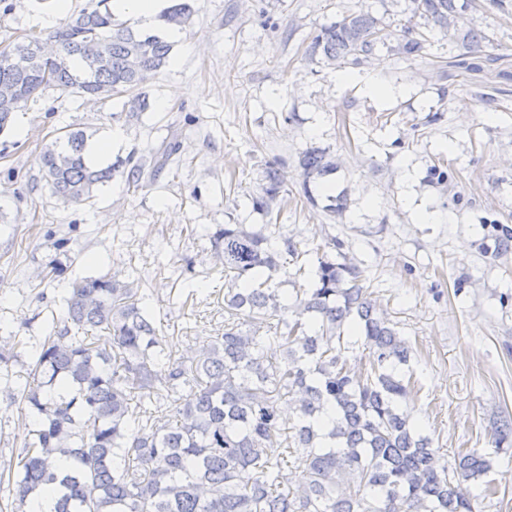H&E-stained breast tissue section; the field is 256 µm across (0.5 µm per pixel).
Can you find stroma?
Returning <instances> with one entry per match:
<instances>
[{"label": "stroma", "instance_id": "obj_1", "mask_svg": "<svg viewBox=\"0 0 512 512\" xmlns=\"http://www.w3.org/2000/svg\"><path fill=\"white\" fill-rule=\"evenodd\" d=\"M7 0L0 43L45 34L93 0ZM171 65L145 87L149 106L127 120L120 103L93 104L56 87L16 112L0 134V340L15 356L0 376V466L17 463L31 422L20 396L32 344L63 311L77 279L106 273L147 296L169 351L182 355L224 331V274L204 230L275 224L312 245L341 240L366 286L412 348L422 389L414 414L444 457L493 450L494 423L512 415V0H473L445 32L408 0H194ZM366 11L389 39L368 61L340 68L308 59L311 36ZM425 32L421 54L397 49L405 28ZM488 41L466 55L461 34ZM350 73L339 81L340 72ZM380 85V93L369 83ZM75 128L124 143L110 162L150 158L169 139L180 153L133 189L114 179L89 202L64 203L41 178L40 152ZM325 150L336 173L305 180L299 160ZM282 166L286 202L256 210L268 163ZM344 210L329 213L335 197ZM436 224L421 223V210ZM207 304L184 314L188 275ZM498 492L472 484L475 512H512V455L495 459Z\"/></svg>", "mask_w": 512, "mask_h": 512}]
</instances>
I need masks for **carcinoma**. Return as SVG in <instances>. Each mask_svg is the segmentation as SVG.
<instances>
[{
    "instance_id": "1",
    "label": "carcinoma",
    "mask_w": 512,
    "mask_h": 512,
    "mask_svg": "<svg viewBox=\"0 0 512 512\" xmlns=\"http://www.w3.org/2000/svg\"><path fill=\"white\" fill-rule=\"evenodd\" d=\"M104 9L81 13L48 34L0 47V132L18 110L53 84L102 103L125 97L127 117L148 107L144 86L168 66L172 44ZM469 0H409L412 14L451 30ZM163 24L188 27L192 6L162 13ZM386 37L369 12L321 27L310 54L358 65ZM487 36L469 31L461 44L481 50ZM428 36L404 31L399 50L421 53ZM19 55L25 63H7ZM87 137L70 130L40 154L43 179L66 203H83L116 177L137 188L146 168L158 174L176 148L146 162L135 156L94 169ZM305 178L336 164L323 151L299 161ZM260 210L284 191L277 163L268 164ZM224 268V333L190 358L168 351L145 297L113 276L75 281L63 315L43 336L23 403L35 429L18 469L0 470L12 500L0 512H36L33 497L54 500L52 512H474L470 485L493 469L476 449L448 461L402 409L415 394L412 348L367 293L365 271L336 262L323 247L302 249L288 238L226 224L211 236ZM319 252L306 271L302 258ZM290 256L311 287L288 296L269 286ZM276 320L265 334L239 320ZM367 352L350 365L351 341ZM297 416L287 431L284 409ZM306 481L286 486L291 458Z\"/></svg>"
}]
</instances>
